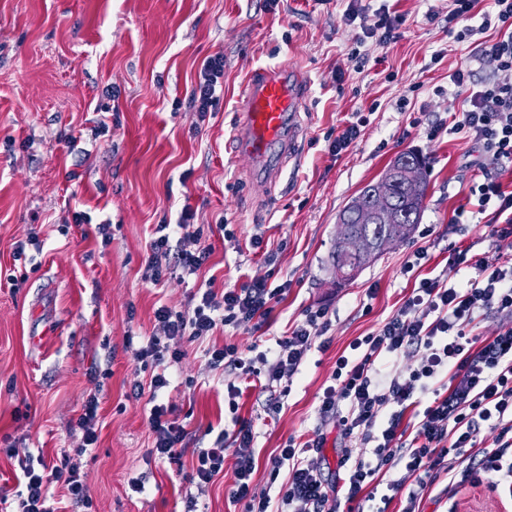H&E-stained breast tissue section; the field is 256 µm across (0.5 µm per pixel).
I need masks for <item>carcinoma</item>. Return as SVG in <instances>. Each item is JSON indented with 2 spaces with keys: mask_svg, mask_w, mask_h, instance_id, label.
I'll return each mask as SVG.
<instances>
[{
  "mask_svg": "<svg viewBox=\"0 0 512 512\" xmlns=\"http://www.w3.org/2000/svg\"><path fill=\"white\" fill-rule=\"evenodd\" d=\"M379 188L378 183H369L352 197L343 208L349 217H354L360 203L365 201ZM426 182H421L416 192L408 189L401 176H395L390 215L376 224H350L348 235L344 239L334 240L329 262L336 272L343 270L360 272L374 258L382 253V245L389 239L407 238L412 226L420 222L424 211Z\"/></svg>",
  "mask_w": 512,
  "mask_h": 512,
  "instance_id": "cac0c4a2",
  "label": "carcinoma"
}]
</instances>
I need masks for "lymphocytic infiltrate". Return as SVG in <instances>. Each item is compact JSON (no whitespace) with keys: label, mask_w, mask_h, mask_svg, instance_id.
I'll return each instance as SVG.
<instances>
[{"label":"lymphocytic infiltrate","mask_w":512,"mask_h":512,"mask_svg":"<svg viewBox=\"0 0 512 512\" xmlns=\"http://www.w3.org/2000/svg\"><path fill=\"white\" fill-rule=\"evenodd\" d=\"M478 0H448L449 20L462 21L457 42H473L478 62H491L489 74L475 78L470 66L453 71L450 83L463 92V109L453 118L451 130L478 145L484 154L512 163V0H489L477 12ZM480 18L472 26V18ZM495 38H487V31ZM224 56L206 58L192 89L189 105L199 119L213 112L224 90ZM467 201L479 212H491V235L497 241L512 240V191H504L496 176L484 173L472 181ZM190 209H183L174 227L157 225L150 242L146 279L159 282L169 268L196 274L210 256L202 242L203 232L192 224ZM450 264H464L475 276L460 286L440 277L421 278L417 287L381 327L350 344L340 356L332 380L322 393L318 414L323 426L336 428L346 446L339 467L344 470L339 495L329 493L330 483L306 455L319 451L324 437L304 444L287 441L272 460L274 468H287L288 478L276 493L256 491L252 484L256 468L253 425L235 419L232 432H221L212 447L189 449L186 428L174 418L171 406L156 403L148 417L153 434L150 458L176 461L184 452L193 458L192 477L210 483L224 470V452L232 450L235 482L230 496L245 502L246 512H339L342 503L361 500L371 485L384 483L382 499H405L402 512H419L422 489L446 473L449 487L490 478L512 485V326L497 335L477 333L479 320L490 312L512 317V254L497 263L457 251ZM286 285L268 287L254 280L218 292L206 288L187 311L159 307L155 318L162 336L151 337L138 354L143 365L153 368L151 394H159L169 380L168 364L182 353L170 349L169 340L181 337L203 339L217 329L264 323L271 304L282 299ZM329 325L325 310H309L288 335L276 339L271 351L240 352L236 346L212 347L206 352L210 367L235 372L245 378L263 379L269 392L270 410L280 407L276 384L292 383L316 340ZM420 354L416 369L402 372L397 360L409 351ZM396 411H389V404ZM413 421H406V412ZM496 430V447H480L482 425ZM371 448L370 459H352L350 443ZM469 449L471 467L457 470L452 452ZM405 467L416 483L406 489L395 471ZM20 491L16 496L0 492V506L12 512H87L93 505L90 488L77 460L68 454L48 460L31 456L20 464ZM63 492L61 506H53L50 491Z\"/></svg>","instance_id":"obj_1"}]
</instances>
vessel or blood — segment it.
I'll use <instances>...</instances> for the list:
<instances>
[{"mask_svg":"<svg viewBox=\"0 0 512 512\" xmlns=\"http://www.w3.org/2000/svg\"><path fill=\"white\" fill-rule=\"evenodd\" d=\"M303 83L299 71L278 66L255 71L244 85L229 143L252 159L260 179L276 178L296 155Z\"/></svg>","mask_w":512,"mask_h":512,"instance_id":"1","label":"vessel or blood"}]
</instances>
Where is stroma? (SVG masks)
<instances>
[{"label":"stroma","mask_w":512,"mask_h":512,"mask_svg":"<svg viewBox=\"0 0 512 512\" xmlns=\"http://www.w3.org/2000/svg\"><path fill=\"white\" fill-rule=\"evenodd\" d=\"M384 3L403 23L381 47L343 13ZM460 27L446 0H280L273 11L262 0H0V488L15 490L26 455L76 453L95 512H244L230 500L232 455L209 484L191 478L192 449L233 430L236 415L257 433V491L269 489L268 459L291 437L323 432L322 452L308 459L336 470L341 451L335 430L320 425L319 397L346 346L381 327L409 295L407 258L426 250L424 272L463 285L475 272L449 265L453 250L491 263L512 251L492 239L488 214L466 202L469 183L486 169L512 191V164L460 135L430 133L462 110V97L447 93L450 74L475 55L454 42ZM355 46L368 62L351 58ZM219 52L224 95L201 124L189 98L202 61ZM286 63L308 76L299 150L276 185L261 190L251 160L230 155L227 141L245 81ZM359 114L368 119L360 137L331 155L328 133ZM409 150L427 163L420 229L355 280L337 283L329 254L339 213ZM186 207L210 257L197 274L175 269L159 284L145 282L155 226ZM75 210L91 223L71 225ZM105 219L106 240L98 232ZM425 226L431 235H422ZM33 232L41 248L28 245ZM255 278L288 286L260 329L171 340L182 357L166 370L164 399L190 432L191 450L176 463L148 461L152 371L137 353L161 333L156 308L189 309L209 280L221 291ZM308 308L327 310L329 345L311 350L280 412H269L256 388L230 411L227 388L238 377L212 369L205 350L274 346ZM91 395L100 401L99 438L88 449L77 421ZM132 477L142 492L131 490ZM447 483L443 474L426 487L422 512H512L506 486L486 479L448 494Z\"/></svg>","instance_id":"35a3bbf8"}]
</instances>
